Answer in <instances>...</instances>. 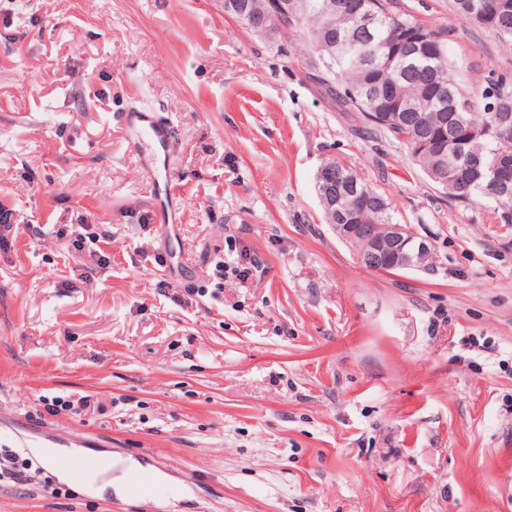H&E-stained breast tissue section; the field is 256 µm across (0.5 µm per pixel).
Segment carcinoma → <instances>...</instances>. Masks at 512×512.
I'll use <instances>...</instances> for the list:
<instances>
[{"instance_id": "obj_1", "label": "carcinoma", "mask_w": 512, "mask_h": 512, "mask_svg": "<svg viewBox=\"0 0 512 512\" xmlns=\"http://www.w3.org/2000/svg\"><path fill=\"white\" fill-rule=\"evenodd\" d=\"M288 35L306 37L313 52L314 77L343 111L357 112L381 137L403 146L436 185L459 204L485 199L503 224H512V188L489 183L484 168L502 153L512 154V125L500 127L489 109L491 92L511 86L506 75L489 76L479 87L460 76L448 56L447 30L434 28L406 9L402 0H286ZM481 0H450L453 15L512 40V9L485 25ZM365 4L381 17L366 28L360 17L344 16L350 4ZM448 88L442 102L435 82ZM467 132L469 150L479 166L457 160V146L445 141L443 153L423 152L420 140L434 135L448 116ZM360 196L371 205L353 204L355 224H391L388 197L362 177Z\"/></svg>"}]
</instances>
